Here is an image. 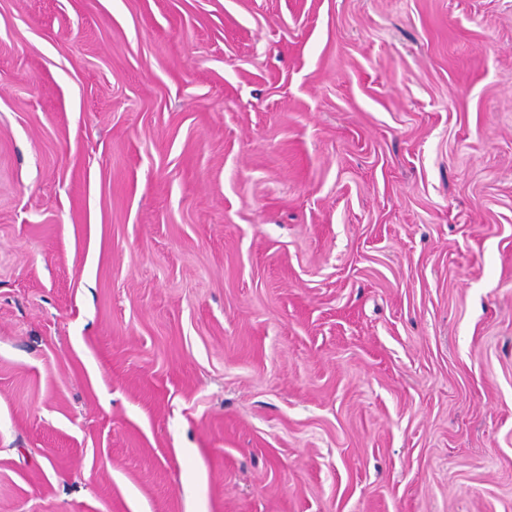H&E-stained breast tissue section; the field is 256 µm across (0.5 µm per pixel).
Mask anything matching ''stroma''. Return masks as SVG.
Listing matches in <instances>:
<instances>
[{"label":"stroma","instance_id":"obj_1","mask_svg":"<svg viewBox=\"0 0 512 512\" xmlns=\"http://www.w3.org/2000/svg\"><path fill=\"white\" fill-rule=\"evenodd\" d=\"M0 512H512V0H0Z\"/></svg>","mask_w":512,"mask_h":512}]
</instances>
